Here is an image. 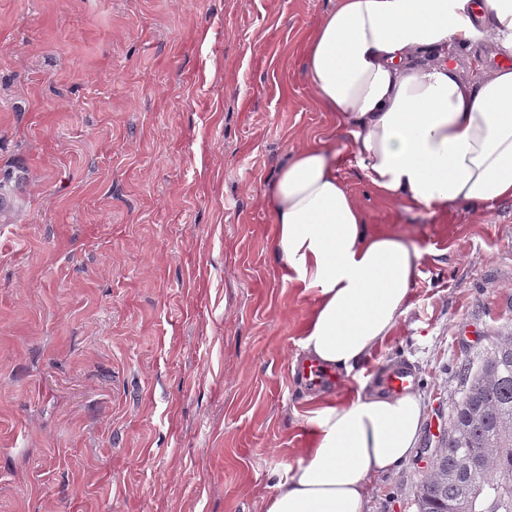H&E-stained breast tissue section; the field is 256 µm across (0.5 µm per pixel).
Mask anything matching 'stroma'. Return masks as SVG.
Returning <instances> with one entry per match:
<instances>
[{"label":"stroma","mask_w":512,"mask_h":512,"mask_svg":"<svg viewBox=\"0 0 512 512\" xmlns=\"http://www.w3.org/2000/svg\"><path fill=\"white\" fill-rule=\"evenodd\" d=\"M332 4L0 0V512H265L301 458L315 298L266 195L330 124L302 64ZM332 146L367 224L423 252L393 336L328 391L418 367V447L367 497L416 512L457 367L512 329V200L411 212Z\"/></svg>","instance_id":"1"}]
</instances>
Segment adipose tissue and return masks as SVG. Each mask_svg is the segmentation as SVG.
I'll use <instances>...</instances> for the list:
<instances>
[{
  "label": "adipose tissue",
  "instance_id": "obj_1",
  "mask_svg": "<svg viewBox=\"0 0 512 512\" xmlns=\"http://www.w3.org/2000/svg\"><path fill=\"white\" fill-rule=\"evenodd\" d=\"M510 50L512 0H336L303 68L380 197L411 211H464L512 199V66L465 82L451 55ZM268 205L283 279L317 297L302 348L349 375L407 313L422 253L368 227L325 138L292 153ZM422 420L412 393L315 402L308 446L266 512H365L369 477L409 459Z\"/></svg>",
  "mask_w": 512,
  "mask_h": 512
}]
</instances>
